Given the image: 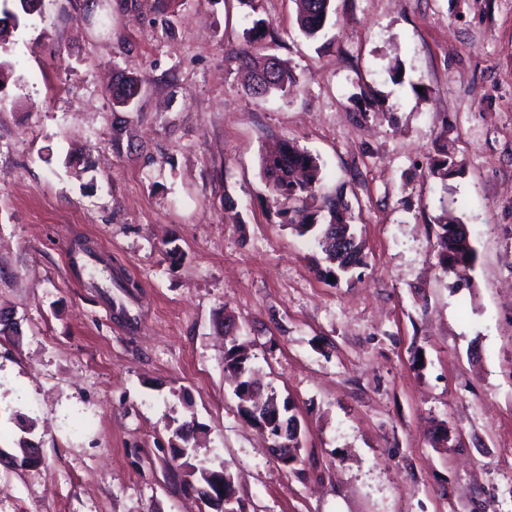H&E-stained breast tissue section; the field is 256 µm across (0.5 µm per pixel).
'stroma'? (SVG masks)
I'll return each instance as SVG.
<instances>
[{
    "label": "stroma",
    "instance_id": "1",
    "mask_svg": "<svg viewBox=\"0 0 512 512\" xmlns=\"http://www.w3.org/2000/svg\"><path fill=\"white\" fill-rule=\"evenodd\" d=\"M332 8L310 40L293 0H44L0 43V453L37 448L0 464V512H211L176 419L247 512H512V0ZM260 18L288 95L235 59ZM284 139L320 163L305 211L345 188L358 274L285 224L261 175ZM443 148L461 174L431 175ZM446 208L467 288L437 266ZM233 339L293 403L295 468L239 411ZM439 231V266L455 278L457 285H468L470 272L474 270L477 255L466 234V224L447 212L436 219Z\"/></svg>",
    "mask_w": 512,
    "mask_h": 512
}]
</instances>
